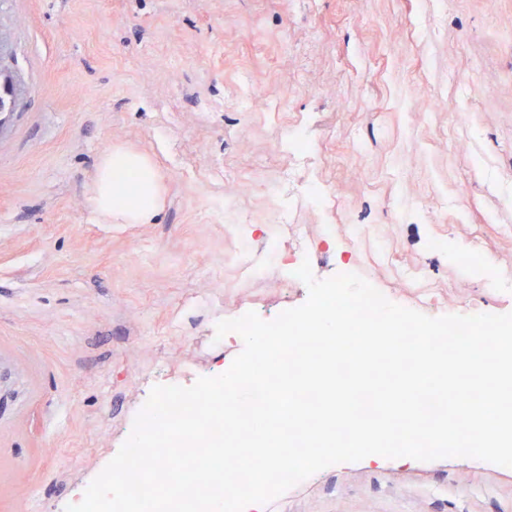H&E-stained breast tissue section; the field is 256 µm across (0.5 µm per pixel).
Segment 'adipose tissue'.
<instances>
[{"instance_id":"adipose-tissue-1","label":"adipose tissue","mask_w":512,"mask_h":512,"mask_svg":"<svg viewBox=\"0 0 512 512\" xmlns=\"http://www.w3.org/2000/svg\"><path fill=\"white\" fill-rule=\"evenodd\" d=\"M165 183L149 154L125 145L103 153L90 199L105 224H149L161 211Z\"/></svg>"}]
</instances>
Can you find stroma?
Instances as JSON below:
<instances>
[{
    "mask_svg": "<svg viewBox=\"0 0 512 512\" xmlns=\"http://www.w3.org/2000/svg\"><path fill=\"white\" fill-rule=\"evenodd\" d=\"M0 71V512L77 503L154 386L228 370L244 342L219 321L306 301L269 220L287 135L337 200L292 211L316 279L431 317L512 312V287L451 256L476 242L512 275V0H0ZM246 87L287 109L245 110ZM116 144L164 178L153 223L90 208ZM265 512H512V468L366 458Z\"/></svg>",
    "mask_w": 512,
    "mask_h": 512,
    "instance_id": "obj_1",
    "label": "stroma"
}]
</instances>
